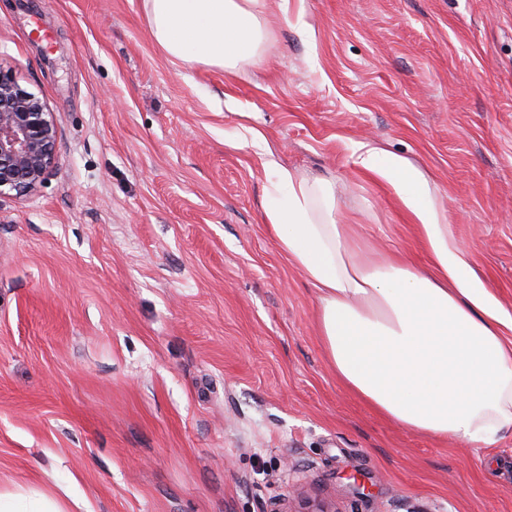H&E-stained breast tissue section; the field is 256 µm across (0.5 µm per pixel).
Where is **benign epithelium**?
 <instances>
[{
  "label": "benign epithelium",
  "mask_w": 512,
  "mask_h": 512,
  "mask_svg": "<svg viewBox=\"0 0 512 512\" xmlns=\"http://www.w3.org/2000/svg\"><path fill=\"white\" fill-rule=\"evenodd\" d=\"M54 113L15 78L0 71V197H21L40 185L55 162Z\"/></svg>",
  "instance_id": "obj_1"
}]
</instances>
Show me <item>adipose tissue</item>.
I'll return each mask as SVG.
<instances>
[{
  "label": "adipose tissue",
  "instance_id": "adipose-tissue-1",
  "mask_svg": "<svg viewBox=\"0 0 512 512\" xmlns=\"http://www.w3.org/2000/svg\"><path fill=\"white\" fill-rule=\"evenodd\" d=\"M151 32L180 62L236 73L261 58L267 0H148ZM353 164L387 183L427 257L372 258L338 223L335 183L262 155V206L280 252L318 291L316 326L337 379L403 428L488 445L512 429V314L477 277L429 180L409 159L355 145ZM0 512H66L52 494L0 491Z\"/></svg>",
  "mask_w": 512,
  "mask_h": 512
}]
</instances>
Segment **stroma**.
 I'll return each mask as SVG.
<instances>
[{"instance_id": "1", "label": "stroma", "mask_w": 512, "mask_h": 512, "mask_svg": "<svg viewBox=\"0 0 512 512\" xmlns=\"http://www.w3.org/2000/svg\"><path fill=\"white\" fill-rule=\"evenodd\" d=\"M258 64L174 63L147 0H0L58 120L0 198V489L70 512H512V431L438 443L336 379L261 207L260 131L366 250L425 264L364 142L427 174L512 312V0H269Z\"/></svg>"}]
</instances>
